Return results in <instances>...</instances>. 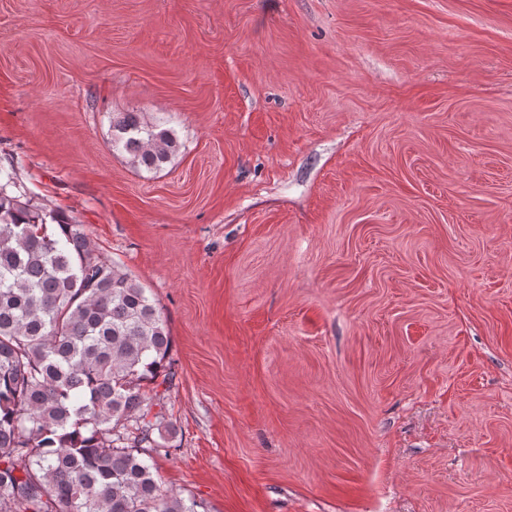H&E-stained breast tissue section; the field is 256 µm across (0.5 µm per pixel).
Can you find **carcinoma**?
<instances>
[{
    "label": "carcinoma",
    "instance_id": "1",
    "mask_svg": "<svg viewBox=\"0 0 512 512\" xmlns=\"http://www.w3.org/2000/svg\"><path fill=\"white\" fill-rule=\"evenodd\" d=\"M177 147L163 121L112 119V149L136 168L162 169ZM170 348L146 288L0 167V512H198L141 452L171 448L152 412Z\"/></svg>",
    "mask_w": 512,
    "mask_h": 512
}]
</instances>
